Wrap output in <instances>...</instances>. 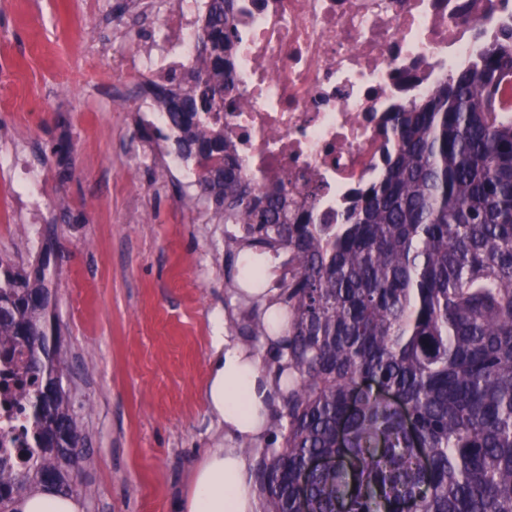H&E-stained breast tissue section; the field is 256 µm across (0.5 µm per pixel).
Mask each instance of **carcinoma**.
Masks as SVG:
<instances>
[{
	"label": "carcinoma",
	"mask_w": 512,
	"mask_h": 512,
	"mask_svg": "<svg viewBox=\"0 0 512 512\" xmlns=\"http://www.w3.org/2000/svg\"><path fill=\"white\" fill-rule=\"evenodd\" d=\"M233 0H210L184 70L152 88L160 137L199 168V197L225 241L279 262L277 310L243 311L247 336L283 333L273 374L280 446L256 464L267 512H512V33L394 113L399 141L346 224L288 215L283 190L252 193L224 143V52ZM67 177L71 143L52 146ZM49 287L0 258V359L26 350L33 411L22 464L0 468V512L43 490L72 495L80 435L48 350ZM313 458L336 465L309 468Z\"/></svg>",
	"instance_id": "carcinoma-1"
}]
</instances>
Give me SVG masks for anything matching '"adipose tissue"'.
I'll list each match as a JSON object with an SVG mask.
<instances>
[{"mask_svg": "<svg viewBox=\"0 0 512 512\" xmlns=\"http://www.w3.org/2000/svg\"><path fill=\"white\" fill-rule=\"evenodd\" d=\"M217 358L206 389L212 416L224 427V445L210 450L193 471L186 512H257L244 455L264 438L272 416L274 379L256 353L218 336Z\"/></svg>", "mask_w": 512, "mask_h": 512, "instance_id": "adipose-tissue-1", "label": "adipose tissue"}]
</instances>
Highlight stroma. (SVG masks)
Wrapping results in <instances>:
<instances>
[{
  "instance_id": "35a3bbf8",
  "label": "stroma",
  "mask_w": 512,
  "mask_h": 512,
  "mask_svg": "<svg viewBox=\"0 0 512 512\" xmlns=\"http://www.w3.org/2000/svg\"><path fill=\"white\" fill-rule=\"evenodd\" d=\"M172 2L0 0V74L21 89L0 105V254L45 265L58 290L47 325L83 438L79 512H183L195 465L223 444L205 389L240 256L178 186L147 103L115 94L139 80L135 58ZM134 148L144 161L124 164Z\"/></svg>"
}]
</instances>
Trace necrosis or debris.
Listing matches in <instances>:
<instances>
[{
    "mask_svg": "<svg viewBox=\"0 0 512 512\" xmlns=\"http://www.w3.org/2000/svg\"><path fill=\"white\" fill-rule=\"evenodd\" d=\"M207 0H176L161 19L165 51L144 73L191 61ZM224 139L256 194L282 187L288 211L346 223L356 190L379 180L397 146L389 118L423 101L456 68L512 32V0H234ZM25 352L0 362V465L28 440L17 386Z\"/></svg>",
    "mask_w": 512,
    "mask_h": 512,
    "instance_id": "obj_1",
    "label": "necrosis or debris"
}]
</instances>
